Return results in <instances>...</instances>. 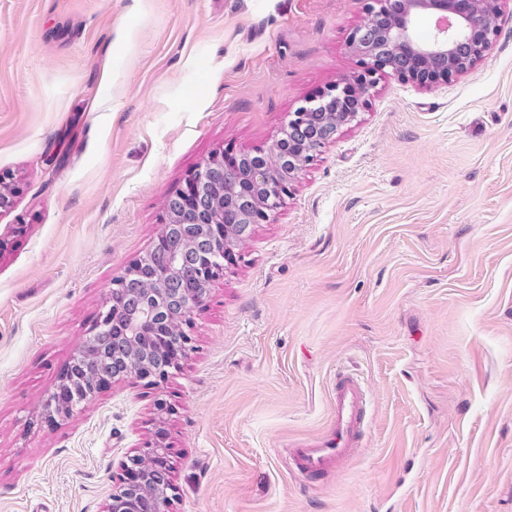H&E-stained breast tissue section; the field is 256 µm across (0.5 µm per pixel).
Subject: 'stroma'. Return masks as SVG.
Segmentation results:
<instances>
[{
	"mask_svg": "<svg viewBox=\"0 0 512 512\" xmlns=\"http://www.w3.org/2000/svg\"><path fill=\"white\" fill-rule=\"evenodd\" d=\"M368 0H0V512H104L163 431L170 512H512V0L483 60L374 76L357 121L224 265L164 381L43 399L168 197L256 154L362 69ZM371 411L360 457L303 483L337 367ZM169 412L157 411V399Z\"/></svg>",
	"mask_w": 512,
	"mask_h": 512,
	"instance_id": "1",
	"label": "stroma"
}]
</instances>
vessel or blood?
Segmentation results:
<instances>
[{
    "label": "vessel or blood",
    "mask_w": 512,
    "mask_h": 512,
    "mask_svg": "<svg viewBox=\"0 0 512 512\" xmlns=\"http://www.w3.org/2000/svg\"><path fill=\"white\" fill-rule=\"evenodd\" d=\"M369 395L357 377L338 372L331 390L332 417L327 434L292 444L288 467L303 481L311 482L338 471L364 446Z\"/></svg>",
    "instance_id": "vessel-or-blood-1"
}]
</instances>
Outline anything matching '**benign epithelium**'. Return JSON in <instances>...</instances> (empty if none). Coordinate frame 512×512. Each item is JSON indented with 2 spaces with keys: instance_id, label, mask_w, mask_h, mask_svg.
Segmentation results:
<instances>
[{
  "instance_id": "7a95c632",
  "label": "benign epithelium",
  "mask_w": 512,
  "mask_h": 512,
  "mask_svg": "<svg viewBox=\"0 0 512 512\" xmlns=\"http://www.w3.org/2000/svg\"><path fill=\"white\" fill-rule=\"evenodd\" d=\"M487 0H376L367 17L348 37V49L359 57L369 75L391 73L420 85L446 83L474 67L485 56L497 34L495 22L485 12ZM435 16L434 36L416 38L417 19ZM370 83L343 80L324 94L306 101L288 120V140L279 139L259 155L260 161L240 168L238 156L213 155L194 172L186 188L167 201V223L198 224L204 232L186 249L155 266L134 290L135 308H125L121 296L132 271L115 283L92 331L94 336L120 333L113 339L114 353L136 342L146 328L186 324L206 295L198 296L192 283L210 287L224 272V261L250 237L280 204L290 183L299 177L314 153L335 139L337 132L356 120L364 108ZM190 338L181 333L171 361L159 358L107 374L88 365L98 388L124 379H164L176 361L189 350ZM119 485L105 512H138L136 499L153 493L151 512H170V448L161 438L126 457Z\"/></svg>"
}]
</instances>
